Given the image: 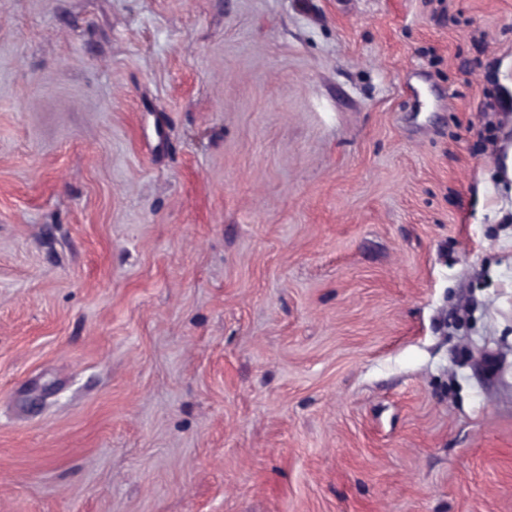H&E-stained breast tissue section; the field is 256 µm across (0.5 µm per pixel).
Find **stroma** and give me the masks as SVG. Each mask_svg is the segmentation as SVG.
I'll return each mask as SVG.
<instances>
[{
  "mask_svg": "<svg viewBox=\"0 0 512 512\" xmlns=\"http://www.w3.org/2000/svg\"><path fill=\"white\" fill-rule=\"evenodd\" d=\"M0 512H512V0H0Z\"/></svg>",
  "mask_w": 512,
  "mask_h": 512,
  "instance_id": "1",
  "label": "stroma"
}]
</instances>
